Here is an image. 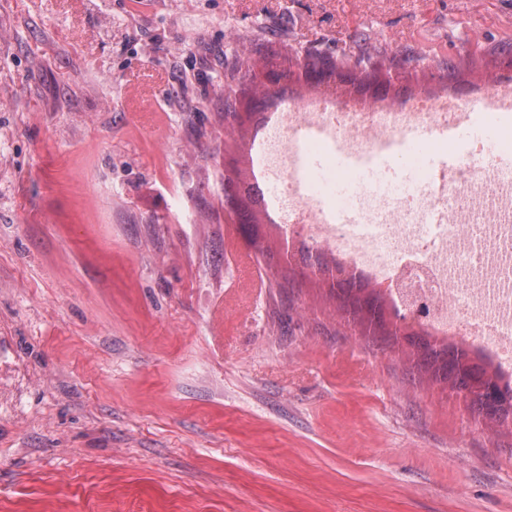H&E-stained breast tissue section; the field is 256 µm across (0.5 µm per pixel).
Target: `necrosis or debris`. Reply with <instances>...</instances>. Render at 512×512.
Wrapping results in <instances>:
<instances>
[{
    "instance_id": "obj_1",
    "label": "necrosis or debris",
    "mask_w": 512,
    "mask_h": 512,
    "mask_svg": "<svg viewBox=\"0 0 512 512\" xmlns=\"http://www.w3.org/2000/svg\"><path fill=\"white\" fill-rule=\"evenodd\" d=\"M478 106L511 126L512 86L476 103L445 94L406 107L314 92L283 106L278 139L263 141L264 161L292 202L290 229L370 281L413 326L479 351L501 381L512 382V168L476 164L477 144L444 190L424 176L398 186L379 178L358 193L367 223L326 224L321 204L297 192L291 166L298 134L310 124L360 154L409 127L467 123Z\"/></svg>"
}]
</instances>
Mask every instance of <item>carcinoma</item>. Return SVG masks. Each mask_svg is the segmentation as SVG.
<instances>
[{
    "mask_svg": "<svg viewBox=\"0 0 512 512\" xmlns=\"http://www.w3.org/2000/svg\"><path fill=\"white\" fill-rule=\"evenodd\" d=\"M354 45L356 52L348 66V83L357 89L362 85L367 70L378 68V58L385 53V49L368 34L358 36ZM254 67V60L250 57L237 60L230 70V78L251 91L252 97H266V91H253L256 79ZM304 68L320 69L322 80L328 81L336 77L340 65L324 58L318 49L309 48L305 50ZM224 120L236 123L238 131H244L237 99L231 91L224 93ZM225 183L233 187V198L224 201V210L234 215L245 228L258 223L257 215L265 211L266 206L264 194L255 179L243 178L236 171L234 175L225 177ZM299 255L305 267L316 269L321 279L327 282L345 317L362 326L366 324L372 327L380 336L400 335V329L390 327L385 300L375 288L344 271L336 263L328 265L322 255L312 253L306 245L300 247ZM406 338L415 348L414 367L419 375L445 384L472 411L500 426L512 427V387L501 386L498 377L486 363L472 357L466 349L415 331L406 334Z\"/></svg>",
    "mask_w": 512,
    "mask_h": 512,
    "instance_id": "carcinoma-1",
    "label": "carcinoma"
}]
</instances>
